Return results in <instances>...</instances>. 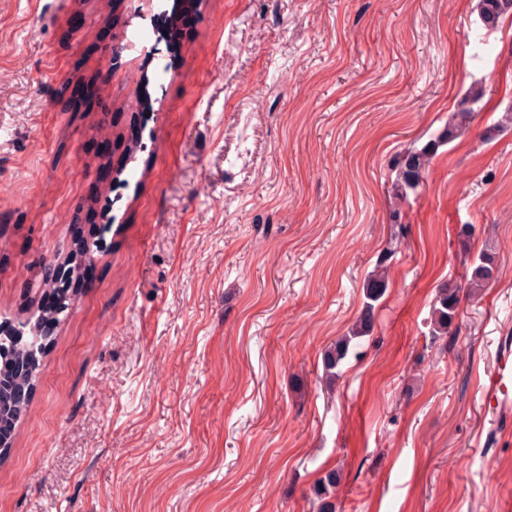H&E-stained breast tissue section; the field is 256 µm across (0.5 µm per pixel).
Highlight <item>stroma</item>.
Listing matches in <instances>:
<instances>
[{
    "mask_svg": "<svg viewBox=\"0 0 512 512\" xmlns=\"http://www.w3.org/2000/svg\"><path fill=\"white\" fill-rule=\"evenodd\" d=\"M183 2L0 0V311L112 198L0 512H320L333 470L335 512H498L512 418L480 386L512 334V26L477 0H200L174 49ZM474 85L393 227V160ZM395 229L373 329L328 380ZM483 251L497 278L433 335ZM460 297L457 288H440L433 304L431 326L436 336L453 335L457 332V309Z\"/></svg>",
    "mask_w": 512,
    "mask_h": 512,
    "instance_id": "35a3bbf8",
    "label": "stroma"
}]
</instances>
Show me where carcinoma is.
Masks as SVG:
<instances>
[{
    "label": "carcinoma",
    "instance_id": "carcinoma-1",
    "mask_svg": "<svg viewBox=\"0 0 512 512\" xmlns=\"http://www.w3.org/2000/svg\"><path fill=\"white\" fill-rule=\"evenodd\" d=\"M478 13L483 26L487 29L497 28L507 17L512 15V0H478ZM483 91L471 88L464 99L448 116V122L434 138L422 147H412L392 162L396 178L391 186V199L394 208L390 212L392 223H399L400 206L404 205L415 191L438 149L460 135L471 123L473 105L481 101ZM398 235L390 237L379 263L366 285V301L349 335L336 342L324 356V367L333 377L339 373L338 367L350 352L352 342L369 335L372 328V315L376 303L387 286L389 258L396 252ZM97 244L84 238H76L61 266L68 272L77 274L92 260V253ZM498 274L495 256L482 252L471 264V271L465 274V288L474 293L484 287ZM40 298L32 302L25 313L15 318H8V327L0 324V397L12 391L29 389L34 386L43 354L50 339L47 326L64 320L75 297L60 288L58 277L50 275V268H44L39 280ZM460 297L456 288L439 289L433 304L431 326L436 336L453 335L457 332V309ZM27 413L26 404H0V421L19 422ZM339 474L328 473L317 483L316 495L322 501V512H332V504L327 502L330 490L336 488Z\"/></svg>",
    "mask_w": 512,
    "mask_h": 512
}]
</instances>
